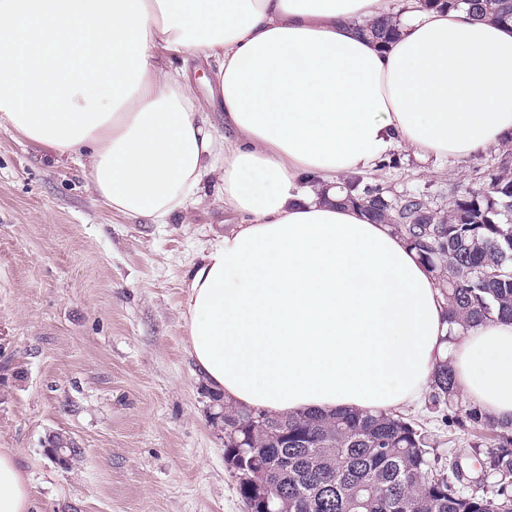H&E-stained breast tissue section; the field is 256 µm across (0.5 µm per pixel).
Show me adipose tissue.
Masks as SVG:
<instances>
[{
    "mask_svg": "<svg viewBox=\"0 0 512 512\" xmlns=\"http://www.w3.org/2000/svg\"><path fill=\"white\" fill-rule=\"evenodd\" d=\"M385 0H0V127L77 157L93 199L189 224L198 188L236 228L181 302L185 349L225 402L271 413L420 403L438 361L512 420V323L451 329L429 267L388 225L320 198L405 147L467 158L512 138V26ZM180 60L168 69L162 57ZM215 66L196 97L186 64ZM221 108L223 128L210 111ZM32 480L0 448V512ZM360 28L364 34L369 35L382 45L393 41L400 31L397 14L393 13H388L376 20H365Z\"/></svg>",
    "mask_w": 512,
    "mask_h": 512,
    "instance_id": "obj_1",
    "label": "adipose tissue"
}]
</instances>
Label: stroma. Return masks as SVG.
<instances>
[{"label": "stroma", "instance_id": "1", "mask_svg": "<svg viewBox=\"0 0 512 512\" xmlns=\"http://www.w3.org/2000/svg\"><path fill=\"white\" fill-rule=\"evenodd\" d=\"M494 154L423 163L399 148L364 177L444 208ZM214 194L190 224L123 218L71 159L0 128V448L30 473L36 512H245L182 329L191 270L237 221ZM403 415L437 441V468L456 456L461 491L487 488L466 432L426 404ZM58 435L82 451L72 467L47 454Z\"/></svg>", "mask_w": 512, "mask_h": 512}]
</instances>
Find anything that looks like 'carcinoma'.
Segmentation results:
<instances>
[{"mask_svg": "<svg viewBox=\"0 0 512 512\" xmlns=\"http://www.w3.org/2000/svg\"><path fill=\"white\" fill-rule=\"evenodd\" d=\"M425 8L464 9L477 22L512 24V0H420ZM361 31L385 45L399 34L388 13ZM336 201L359 206L418 252L431 269L452 324L512 322V141L471 186L450 184L448 210L426 192L397 193L349 175ZM431 404L450 427L472 431L487 448L492 494H465L434 468L430 439L397 414L354 410L277 415L224 405V461L253 512H512V423L462 408L455 370L431 376Z\"/></svg>", "mask_w": 512, "mask_h": 512, "instance_id": "1", "label": "carcinoma"}]
</instances>
